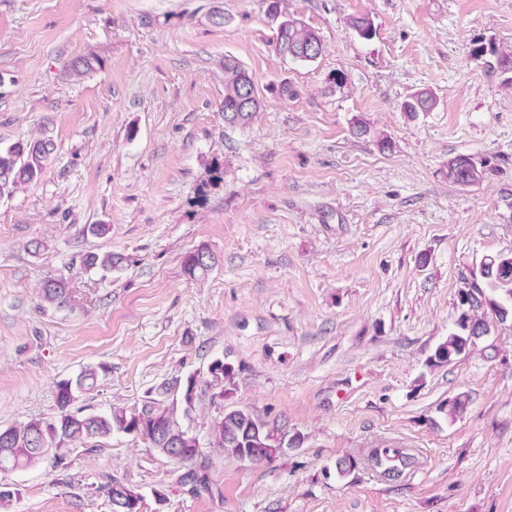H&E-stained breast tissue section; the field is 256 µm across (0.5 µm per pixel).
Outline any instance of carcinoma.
Instances as JSON below:
<instances>
[{"instance_id": "1", "label": "carcinoma", "mask_w": 512, "mask_h": 512, "mask_svg": "<svg viewBox=\"0 0 512 512\" xmlns=\"http://www.w3.org/2000/svg\"><path fill=\"white\" fill-rule=\"evenodd\" d=\"M351 27L362 39L369 40L375 33L374 25L367 16L351 19ZM273 44L275 50L293 60L305 62L318 58L323 50L317 32L298 19L283 18L277 25ZM253 81L250 75L235 60L224 61V122L230 126L249 125L260 108L259 98H253L246 112H231L242 96L244 89ZM436 99L429 93H418L403 103V110L415 118L421 112L434 109ZM53 152L52 144L43 139L16 143L5 150L0 149V199L12 197L18 190L37 181L48 164ZM494 168L488 161H475L468 155H457L448 160V181L458 186L482 183ZM126 257L121 253L103 254L88 252L82 257L85 269H99L104 273L121 270ZM216 265L215 255L206 247L189 253L184 259V272L189 277L207 274ZM474 301L465 329L454 327L448 338L440 343L430 364L437 366L450 363L456 357L475 351L485 340L488 325L512 321V253L486 256L481 263L473 284ZM43 302L64 307L74 301L69 283L62 278L45 281L40 288ZM209 374L219 386L233 383L236 369L219 362ZM98 380L95 368H86L72 379H63L56 384V414L49 418H34L19 426L0 427V473L34 466L50 458L56 465L64 464L79 445L90 439L106 438L112 434L125 433L139 437L165 456H181L183 462L192 465L181 477V482L190 484L195 492L209 490L206 476L193 468L202 456L199 438L185 429L181 417L190 413L196 389V379L186 381L184 406L173 402L152 399L141 408L127 409L111 407L103 413L82 414L72 410L79 395L94 388ZM469 397L459 393L448 401V420H456L467 409ZM286 424L264 419L248 409L226 410L210 423L208 433L213 447L224 454L241 460L245 457L255 463H272L285 452L281 431ZM367 464L388 481H397L414 466V455L406 448H370L366 454ZM111 503L112 512H125L127 502L138 492L118 480L104 486Z\"/></svg>"}]
</instances>
